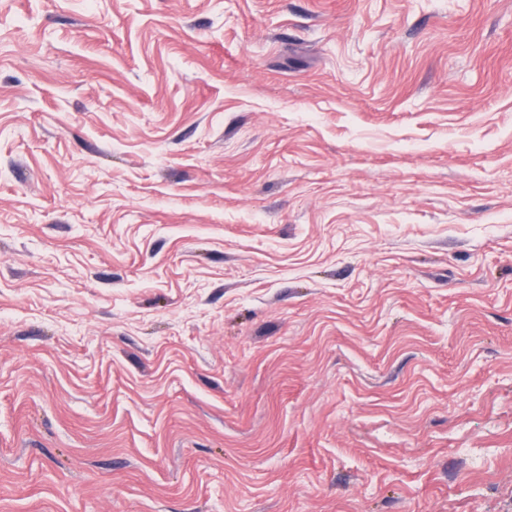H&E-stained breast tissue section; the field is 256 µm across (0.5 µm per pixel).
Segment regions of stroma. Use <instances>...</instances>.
Masks as SVG:
<instances>
[{"label":"stroma","instance_id":"35a3bbf8","mask_svg":"<svg viewBox=\"0 0 512 512\" xmlns=\"http://www.w3.org/2000/svg\"><path fill=\"white\" fill-rule=\"evenodd\" d=\"M0 512H512V0H0Z\"/></svg>","mask_w":512,"mask_h":512}]
</instances>
